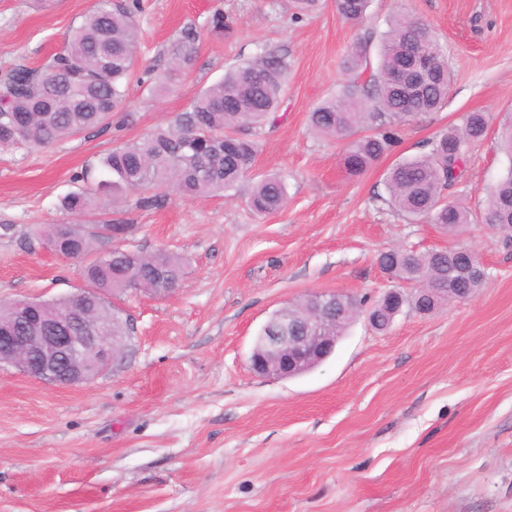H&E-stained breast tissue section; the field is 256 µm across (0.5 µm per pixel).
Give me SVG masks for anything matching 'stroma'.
<instances>
[{"mask_svg": "<svg viewBox=\"0 0 512 512\" xmlns=\"http://www.w3.org/2000/svg\"><path fill=\"white\" fill-rule=\"evenodd\" d=\"M95 0H0V74L60 52ZM223 13L234 30L211 31ZM429 22L453 80L441 110L402 126L356 181L343 142L308 127L309 111L350 77L353 43L377 55L394 15ZM140 38L129 98L102 125L39 151H0V303L54 300L83 287L82 263L52 253L37 225L84 224L59 201L100 173L113 147L185 111L225 69L264 52L290 70L274 123L258 130L247 178L221 197L133 192L102 214L126 245L164 247L185 274L164 297H114L133 327L124 354L93 382L50 388L0 368V512H512V237L484 224L443 235L383 203L388 170L422 155L468 112L512 116V0H371L360 24L333 0L296 20L288 0H137ZM198 49L169 92L182 31ZM512 168L496 132L476 144L450 198L481 212ZM280 174L288 202L259 216L251 186ZM464 245L487 285L428 315L406 308L385 331L359 315L335 353L295 377L255 375L254 337L277 310L318 291L374 304L393 284L391 247ZM198 32L193 27L185 29L169 50L168 69L158 76L152 87L154 93L169 90L197 52Z\"/></svg>", "mask_w": 512, "mask_h": 512, "instance_id": "1", "label": "stroma"}]
</instances>
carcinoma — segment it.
Segmentation results:
<instances>
[{
    "instance_id": "1",
    "label": "carcinoma",
    "mask_w": 512,
    "mask_h": 512,
    "mask_svg": "<svg viewBox=\"0 0 512 512\" xmlns=\"http://www.w3.org/2000/svg\"><path fill=\"white\" fill-rule=\"evenodd\" d=\"M368 5L369 0H335L336 11L351 22L363 20ZM138 32L126 0H97L50 64L7 71L0 78V151L42 150L104 123L127 99ZM197 41L196 29L182 32L153 92L177 82L197 52ZM414 46L430 59L431 70L416 82L399 85L392 77L409 66ZM367 56L368 44L354 43L347 69L357 70ZM288 67L284 57L268 54L226 70L166 126L113 148L101 162L106 178L66 194L61 208L90 214L131 191L171 190L196 197L235 189L255 163L258 145L251 130L275 120ZM450 82L448 58L432 26L418 16L398 14L382 37L377 73L364 84L346 82L309 112V124L319 135L346 141L340 169L356 180L394 146L407 121L446 104ZM490 124L489 113L469 112L461 125L430 141L428 152L391 167L388 203L410 221L426 219L453 235L473 223L470 208L449 200L448 190L461 181L470 150L485 138ZM372 125L377 133L362 134ZM286 200V185L278 175L255 182L248 196L250 208L260 215L280 210ZM484 221L504 230L512 226V169L489 194ZM93 241V235L74 226L61 227L56 238L60 251L91 257L82 275L93 288L126 294L153 281L158 288H174L184 275L183 260L165 249L97 255ZM379 263L390 278L417 287L413 294L401 295L403 306L415 311L422 306L431 313L448 300L444 295L435 301L424 297L423 288H455L473 295L486 284L485 269L464 247L424 252L390 248L380 253Z\"/></svg>"
}]
</instances>
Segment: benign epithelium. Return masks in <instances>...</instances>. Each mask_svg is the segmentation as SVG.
Masks as SVG:
<instances>
[{"instance_id": "7a95c632", "label": "benign epithelium", "mask_w": 512, "mask_h": 512, "mask_svg": "<svg viewBox=\"0 0 512 512\" xmlns=\"http://www.w3.org/2000/svg\"><path fill=\"white\" fill-rule=\"evenodd\" d=\"M352 305L336 292H317L299 316L283 308L264 326L249 358L261 377H292L336 348V308ZM112 302L102 289L77 288L53 301L22 300L0 319V365L50 387L91 382L114 359Z\"/></svg>"}]
</instances>
